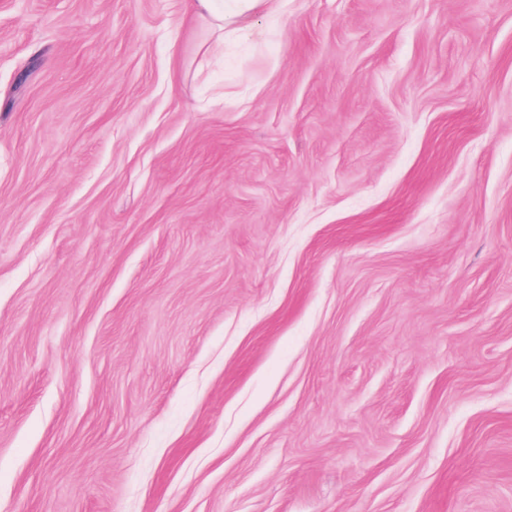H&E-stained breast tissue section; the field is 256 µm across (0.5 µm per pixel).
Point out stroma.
<instances>
[{
    "mask_svg": "<svg viewBox=\"0 0 512 512\" xmlns=\"http://www.w3.org/2000/svg\"><path fill=\"white\" fill-rule=\"evenodd\" d=\"M244 24L0 0V512H512V0Z\"/></svg>",
    "mask_w": 512,
    "mask_h": 512,
    "instance_id": "35a3bbf8",
    "label": "stroma"
}]
</instances>
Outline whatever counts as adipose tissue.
I'll list each match as a JSON object with an SVG mask.
<instances>
[{
    "instance_id": "adipose-tissue-1",
    "label": "adipose tissue",
    "mask_w": 512,
    "mask_h": 512,
    "mask_svg": "<svg viewBox=\"0 0 512 512\" xmlns=\"http://www.w3.org/2000/svg\"><path fill=\"white\" fill-rule=\"evenodd\" d=\"M282 0H192L195 17L214 35L209 53L221 52L225 38L241 33L242 19L257 10L279 11Z\"/></svg>"
}]
</instances>
